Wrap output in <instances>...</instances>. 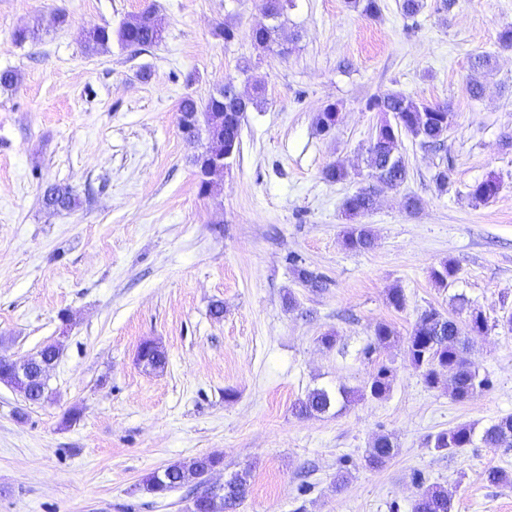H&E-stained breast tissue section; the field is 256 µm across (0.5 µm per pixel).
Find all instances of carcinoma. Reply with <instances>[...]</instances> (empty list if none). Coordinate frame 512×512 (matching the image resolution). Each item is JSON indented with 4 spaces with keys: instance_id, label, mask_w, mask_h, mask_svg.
<instances>
[{
    "instance_id": "1",
    "label": "carcinoma",
    "mask_w": 512,
    "mask_h": 512,
    "mask_svg": "<svg viewBox=\"0 0 512 512\" xmlns=\"http://www.w3.org/2000/svg\"><path fill=\"white\" fill-rule=\"evenodd\" d=\"M290 0H262L263 10L270 23L251 32L250 40L257 50H269L276 43V33L280 28L279 19L285 16ZM353 9L372 17L380 13L379 0H349ZM164 24L158 11L147 7L132 19L122 22L117 29L108 26H94L87 35L86 51L90 55L106 52L117 40L123 48L139 49L159 43L163 39ZM227 78L216 93L205 101L191 96L182 98L178 106V127L204 124L211 129L212 139L208 152L194 159V166H206L209 153H240L242 122L244 113L259 109L264 103L261 87L253 88L252 94L244 99L233 101L228 96L230 83ZM368 110L392 114L395 125L381 127L366 147V162L371 184L347 197L343 203L344 214L349 218L370 212L375 205L378 187L397 188L408 179L409 169L402 154L394 152V145L407 136L423 147H437L444 141L451 124L452 115L446 102H427L400 91H387L371 97ZM337 106L332 103L324 107L316 116V126L320 132L329 134L336 126ZM323 179L342 182L349 172L341 163H330L322 170ZM500 182L490 176L472 186L469 196L477 203L487 204L500 192ZM42 205L56 211L72 210L79 205V198L61 185L46 187L41 197ZM344 245L355 251H368L374 246L371 230L364 224H352L344 231ZM299 282L306 288L316 291L326 287L325 277L306 267L297 268ZM455 275L452 261L446 260L431 271V276L441 287L448 286V279ZM395 330L388 324L376 325L373 341L365 348L369 358L380 348H388L398 342ZM469 346L462 336L457 321L436 309L423 311L415 321L410 336L405 341V355L411 366L420 371L425 384L437 387L443 376H448V390L458 401L472 399L484 389L488 380L480 376L479 369L468 357ZM140 361L153 368H162L166 356L161 347L151 343L147 351L138 355ZM393 370L381 365L370 375L364 389L348 390L343 386L336 389L316 388L308 392L298 402L295 410L300 416L326 413L333 407L345 408L352 401L370 395L382 398L390 391ZM475 442V431L468 425H460L443 430L427 441L435 451L452 455ZM480 442L487 448H512V415L498 418L484 428ZM398 452L394 438L389 434L378 435L366 450V466L379 469L384 467ZM224 465L223 458L216 455H203L188 461L171 463L161 470L151 472L142 480L140 490L148 495L163 496L185 484L197 480L206 483L211 469ZM249 471H237L224 481V486L216 491L205 489L192 501L190 512H235L246 497ZM452 500L448 491L433 485L422 490L414 500L412 512H452Z\"/></svg>"
}]
</instances>
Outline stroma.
<instances>
[{
	"label": "stroma",
	"mask_w": 512,
	"mask_h": 512,
	"mask_svg": "<svg viewBox=\"0 0 512 512\" xmlns=\"http://www.w3.org/2000/svg\"><path fill=\"white\" fill-rule=\"evenodd\" d=\"M380 4L368 18L346 0H293L281 57L251 44L262 0H0V69L17 75L0 91V355L61 349L41 402L0 383V512H188L191 487L153 497L138 485L207 454L224 459L213 484L251 466L237 512H411L432 484L454 512H512V487L486 479L512 472V448L448 456L425 445L512 414V50L497 44L512 0H455L447 11L424 0L412 18L398 0ZM149 6L165 21L161 42L86 53L89 28ZM59 12L67 22L52 26ZM37 18L40 40L16 45L14 32ZM224 25L234 40L217 36ZM476 53L495 55L492 74L471 68ZM228 77L244 93L261 84L265 103L247 112L239 157L204 194L201 145L180 133L178 104ZM390 90L448 102L453 119L440 148L403 139L409 178L363 216L374 247L352 251L343 203L368 184L363 149L385 118L366 103ZM330 103L339 120L324 136L315 117ZM337 160L351 176L326 182ZM443 169L442 193L433 177ZM491 175L499 194L473 202L471 187ZM51 184L71 187L79 206L43 208ZM408 195L423 201L416 213L402 206ZM293 255L328 287H303ZM446 260L456 273L442 288L431 270ZM394 288L403 310L389 303ZM430 308L462 325L474 309L486 320L470 357L489 384L470 400L427 387L402 341L364 355L377 324L403 339ZM149 340L164 368L138 362ZM383 364L394 370L385 397L296 415L309 390L363 388ZM383 432L398 453L367 468Z\"/></svg>",
	"instance_id": "stroma-1"
}]
</instances>
